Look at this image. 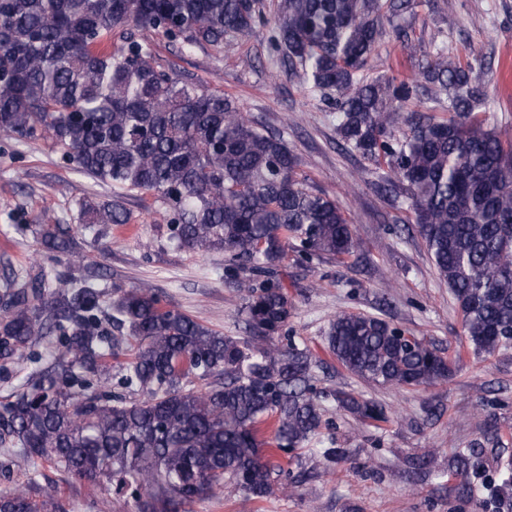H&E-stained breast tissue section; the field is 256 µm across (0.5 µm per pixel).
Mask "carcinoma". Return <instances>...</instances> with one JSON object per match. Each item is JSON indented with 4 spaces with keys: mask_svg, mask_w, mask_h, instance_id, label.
Listing matches in <instances>:
<instances>
[{
    "mask_svg": "<svg viewBox=\"0 0 512 512\" xmlns=\"http://www.w3.org/2000/svg\"><path fill=\"white\" fill-rule=\"evenodd\" d=\"M415 4L274 0L271 43L288 71L331 96L342 144L380 170V191L407 205L469 348L493 355L512 348V144L481 115L484 59L475 52L462 62L443 43L410 80L366 76L383 22ZM264 14L263 0H0V136L46 137L76 172L119 189L81 200L84 224L127 223L124 192L156 196L180 247L229 256L250 332L226 336L144 286L12 274L0 284V370L25 374L0 398L5 471L38 460L72 481L111 486L136 512H191L226 482L269 498L290 474L274 459L318 435L322 360L291 336L272 344L292 310L273 273L290 247L310 262L352 255L360 242L336 200L298 178L299 159L280 135L254 127L224 91L163 66L151 40L219 46L251 34ZM430 85L445 94L448 116L405 110ZM38 234L47 251L79 257L72 227L41 224ZM241 268L251 276L240 278ZM56 337L62 349L50 363L29 366L31 349ZM323 343L367 384L428 388L453 373L452 359L378 316L340 312ZM114 367L135 398L108 390ZM336 399L361 422L388 420L359 393ZM317 453L329 470L346 449ZM0 512L66 509L53 489L35 499L16 487L0 490ZM494 512H512L507 474Z\"/></svg>",
    "mask_w": 512,
    "mask_h": 512,
    "instance_id": "carcinoma-1",
    "label": "carcinoma"
}]
</instances>
